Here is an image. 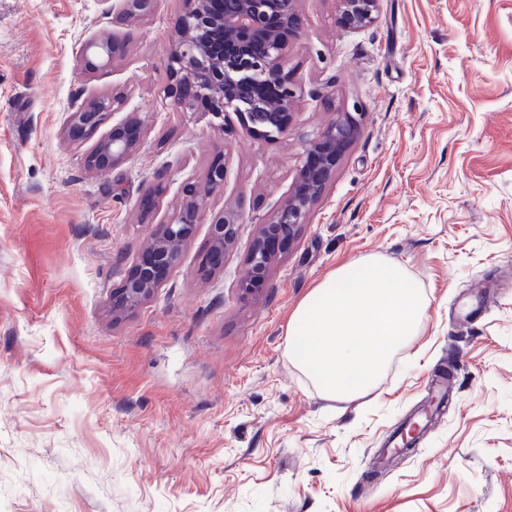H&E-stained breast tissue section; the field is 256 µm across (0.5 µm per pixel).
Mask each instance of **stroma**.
Wrapping results in <instances>:
<instances>
[{
	"instance_id": "obj_1",
	"label": "stroma",
	"mask_w": 512,
	"mask_h": 512,
	"mask_svg": "<svg viewBox=\"0 0 512 512\" xmlns=\"http://www.w3.org/2000/svg\"><path fill=\"white\" fill-rule=\"evenodd\" d=\"M287 129L164 96L181 0L117 23L119 0H0V512H512V0H380L347 31L336 0H299ZM105 37L112 60L84 53ZM120 95L95 137L66 118ZM361 132L294 244L240 286L258 226L294 192L303 145L339 113ZM144 139L98 171V139ZM223 157L242 223L215 274L198 224L152 299L112 315L158 219ZM399 263L429 300L366 395L325 397L288 351V322L349 260ZM455 363L457 397L398 464L380 454ZM142 137V127L133 118L112 127L109 135L92 150L88 162L99 169L113 168L126 160Z\"/></svg>"
}]
</instances>
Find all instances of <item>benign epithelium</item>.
Here are the masks:
<instances>
[{
  "label": "benign epithelium",
  "mask_w": 512,
  "mask_h": 512,
  "mask_svg": "<svg viewBox=\"0 0 512 512\" xmlns=\"http://www.w3.org/2000/svg\"><path fill=\"white\" fill-rule=\"evenodd\" d=\"M339 22L349 30L371 26L378 17L380 0H337ZM154 0H124L118 19L147 17ZM290 35L302 29L297 0H184V10L174 23L169 55L173 83L165 88L171 105L183 111L207 101L211 111L239 113L266 134L280 133L295 106L297 90L283 71L284 44L275 34ZM117 42L90 40L84 51L95 50L111 58ZM122 105V98L99 99L70 113L66 127L78 139L93 136L108 112ZM362 113L343 112L320 137L304 145L299 189L260 227L247 257L242 288L261 286L279 246L294 240L306 224L311 205L319 198L346 148L358 137ZM142 137L140 123L128 118L112 127L92 150L88 162L99 169L113 168L126 160ZM226 172L213 164L202 182L184 184L187 198L182 211L169 221L153 223L163 193L155 184L139 199L142 218L154 224L140 256L125 273L123 284L112 295L115 314L135 310L149 300L181 261L184 247L194 236L210 197L224 192ZM241 215L232 208L209 224V246L202 269L210 274L224 268V256L235 242Z\"/></svg>",
  "instance_id": "obj_1"
}]
</instances>
